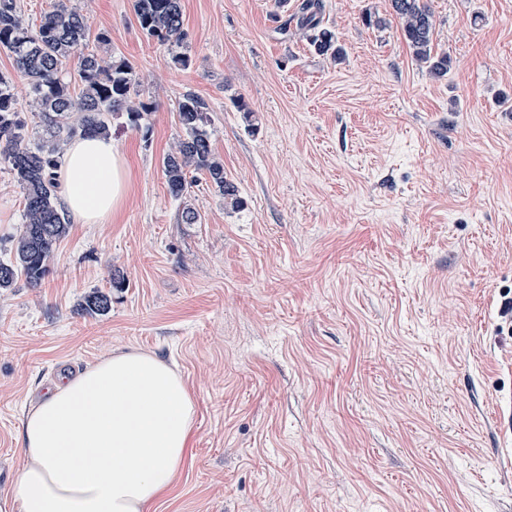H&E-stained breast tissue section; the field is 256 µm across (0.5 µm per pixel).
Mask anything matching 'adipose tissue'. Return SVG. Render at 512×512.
<instances>
[{"label": "adipose tissue", "instance_id": "ef3b65f1", "mask_svg": "<svg viewBox=\"0 0 512 512\" xmlns=\"http://www.w3.org/2000/svg\"><path fill=\"white\" fill-rule=\"evenodd\" d=\"M127 182L111 139L69 144L60 183L76 223H108ZM195 416L184 379L144 352L122 351L63 379L22 421L15 512H150L177 477Z\"/></svg>", "mask_w": 512, "mask_h": 512}]
</instances>
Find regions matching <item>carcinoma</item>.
Segmentation results:
<instances>
[{"label":"carcinoma","instance_id":"1","mask_svg":"<svg viewBox=\"0 0 512 512\" xmlns=\"http://www.w3.org/2000/svg\"><path fill=\"white\" fill-rule=\"evenodd\" d=\"M393 16L413 57L435 77L448 73V54L435 50V24L428 0H390ZM141 29L169 47L173 65L186 68L190 57L179 51L185 37L182 0H135ZM321 0H304L294 17L297 30H313L310 44L322 55L336 54V34L318 28ZM0 48L10 52L17 69L28 80L45 134L30 142L27 122L10 78L0 74V160L7 164L20 188L24 223L13 239L12 257L0 262V290L16 286L19 278L36 288L49 272L69 224L60 203L58 169L64 141L77 136L110 135L111 120L126 114L134 127L149 110L147 104H129L136 84L131 65L116 59L102 65L89 50L83 15L58 0L38 26L25 25L15 0H0ZM78 58L79 92L63 77L64 66ZM178 122L183 134L163 159V174L170 196L186 198L200 173L233 208L243 205L237 185L224 175V162L213 152L206 104L186 93L178 103ZM111 296L97 291L84 297L82 312L104 316Z\"/></svg>","mask_w":512,"mask_h":512}]
</instances>
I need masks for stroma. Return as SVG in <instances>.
Wrapping results in <instances>:
<instances>
[{
  "instance_id": "35a3bbf8",
  "label": "stroma",
  "mask_w": 512,
  "mask_h": 512,
  "mask_svg": "<svg viewBox=\"0 0 512 512\" xmlns=\"http://www.w3.org/2000/svg\"><path fill=\"white\" fill-rule=\"evenodd\" d=\"M300 3L182 0L184 69L134 0H68L149 110L112 122L131 181L111 221L71 224L41 286L0 291V504L40 377L138 350L197 404L151 512H512V431L487 419L512 397V0H429L441 78L390 0H323L339 59L286 29ZM188 92L241 208L168 192ZM22 222L0 164V260ZM96 290L109 313H81Z\"/></svg>"
}]
</instances>
